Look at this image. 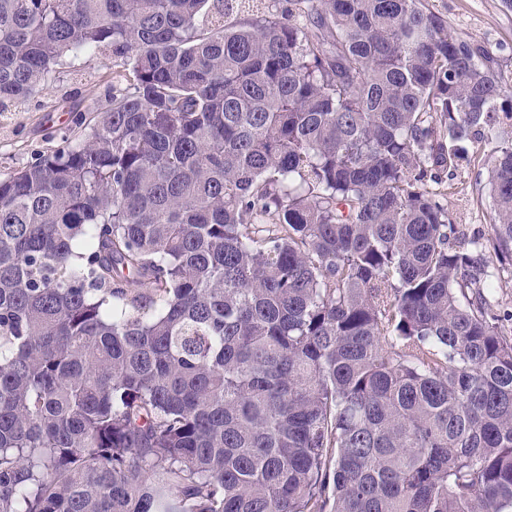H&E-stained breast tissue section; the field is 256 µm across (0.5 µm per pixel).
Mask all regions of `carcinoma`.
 <instances>
[{
	"mask_svg": "<svg viewBox=\"0 0 512 512\" xmlns=\"http://www.w3.org/2000/svg\"><path fill=\"white\" fill-rule=\"evenodd\" d=\"M0 512H512V88L430 0H0ZM74 68L60 81L29 100L20 112L0 113V178H6L31 160L34 153L53 145L74 125L80 112L107 104V90L123 68L108 51H97L75 60ZM487 168L482 165L464 166L448 185V195L443 203L454 218L455 224H465L468 237L491 234V200L485 184ZM491 272L493 279L497 285L496 298L499 303L498 308L501 314L505 311L506 313L512 312V269L511 266L501 265L494 261V265H491Z\"/></svg>",
	"mask_w": 512,
	"mask_h": 512,
	"instance_id": "1",
	"label": "carcinoma"
}]
</instances>
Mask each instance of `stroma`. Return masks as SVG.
I'll return each instance as SVG.
<instances>
[{
    "label": "stroma",
    "mask_w": 512,
    "mask_h": 512,
    "mask_svg": "<svg viewBox=\"0 0 512 512\" xmlns=\"http://www.w3.org/2000/svg\"><path fill=\"white\" fill-rule=\"evenodd\" d=\"M448 20L449 30L492 52L501 80L512 87V9L501 0H431ZM121 65L109 52L98 51L76 59L72 71L29 100L22 110L0 113V178H6L46 150L53 136L73 126L78 112L104 107L107 90ZM487 169L468 165L460 169L444 200L455 223L468 235H490L491 200L485 184Z\"/></svg>",
    "instance_id": "1"
}]
</instances>
